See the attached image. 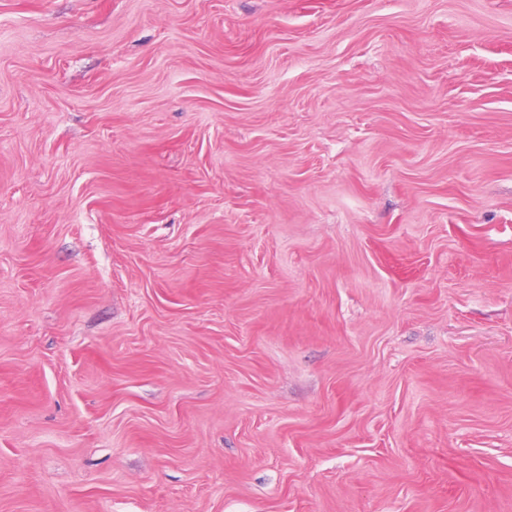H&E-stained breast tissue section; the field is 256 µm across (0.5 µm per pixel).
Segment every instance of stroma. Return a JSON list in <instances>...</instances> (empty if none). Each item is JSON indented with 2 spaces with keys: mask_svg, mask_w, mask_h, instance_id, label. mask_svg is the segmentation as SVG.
Masks as SVG:
<instances>
[{
  "mask_svg": "<svg viewBox=\"0 0 512 512\" xmlns=\"http://www.w3.org/2000/svg\"><path fill=\"white\" fill-rule=\"evenodd\" d=\"M0 512H512V0H0Z\"/></svg>",
  "mask_w": 512,
  "mask_h": 512,
  "instance_id": "obj_1",
  "label": "stroma"
}]
</instances>
